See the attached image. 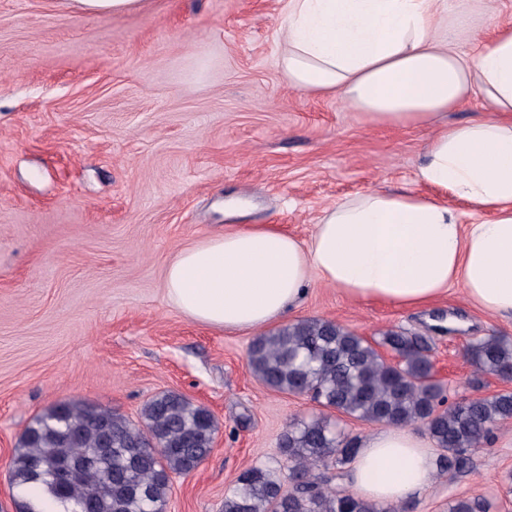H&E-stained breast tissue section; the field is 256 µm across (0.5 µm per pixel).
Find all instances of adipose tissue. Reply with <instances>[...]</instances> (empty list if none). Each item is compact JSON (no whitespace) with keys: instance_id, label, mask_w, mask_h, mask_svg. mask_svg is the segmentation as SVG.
I'll return each instance as SVG.
<instances>
[{"instance_id":"1","label":"adipose tissue","mask_w":512,"mask_h":512,"mask_svg":"<svg viewBox=\"0 0 512 512\" xmlns=\"http://www.w3.org/2000/svg\"><path fill=\"white\" fill-rule=\"evenodd\" d=\"M466 28L444 0H287L279 66L292 88L340 95L377 126H431L471 97L485 115L439 128L418 174L427 192L355 195L324 209L306 240L247 224L180 249L164 271L169 302L201 324L258 331L315 278L400 307L458 283L471 304L512 319V30L464 56L454 43ZM451 197L494 217L463 225ZM433 471L430 444L397 427L359 441L349 480L364 500L401 502Z\"/></svg>"}]
</instances>
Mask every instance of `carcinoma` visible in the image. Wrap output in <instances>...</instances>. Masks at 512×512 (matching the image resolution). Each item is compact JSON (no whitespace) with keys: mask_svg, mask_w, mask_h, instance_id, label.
<instances>
[{"mask_svg":"<svg viewBox=\"0 0 512 512\" xmlns=\"http://www.w3.org/2000/svg\"><path fill=\"white\" fill-rule=\"evenodd\" d=\"M392 353L386 362L379 351ZM475 372L512 381V341L486 336L468 343ZM252 373L277 391L313 394L328 409L365 422L422 424L446 451L440 474L463 466L461 453L479 448L496 425L512 419V390L447 403L433 380L427 340L389 329L374 342L329 320H301L257 337L247 355ZM136 425L119 413L85 403L46 409L23 431L10 463L16 489L40 484L64 512H166L174 475H188L211 454L214 414L165 393L148 401ZM281 452L292 485L261 467L243 470L224 494L222 512H398L324 486L316 471L347 462L357 443L323 418L288 425ZM448 512H485L478 499L454 501Z\"/></svg>","mask_w":512,"mask_h":512,"instance_id":"obj_1","label":"carcinoma"}]
</instances>
